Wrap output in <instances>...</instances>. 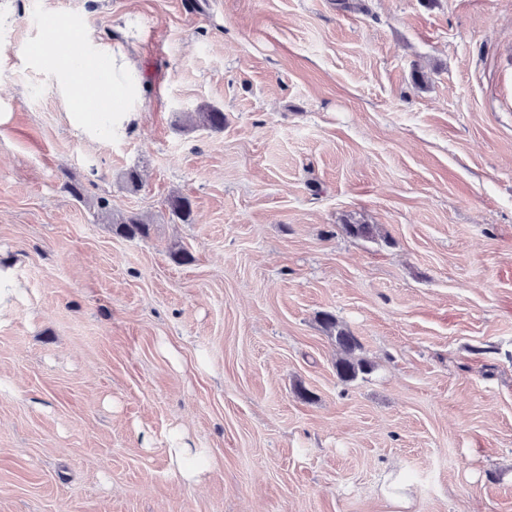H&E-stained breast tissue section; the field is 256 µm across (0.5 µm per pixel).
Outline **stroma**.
Wrapping results in <instances>:
<instances>
[{"label": "stroma", "mask_w": 512, "mask_h": 512, "mask_svg": "<svg viewBox=\"0 0 512 512\" xmlns=\"http://www.w3.org/2000/svg\"><path fill=\"white\" fill-rule=\"evenodd\" d=\"M10 7L0 512H390L398 486L411 512H512V0ZM54 15L77 44L122 28L145 71L109 146L16 64ZM200 105L223 131L176 124ZM323 312L366 378L337 377ZM178 429L214 459L201 484ZM98 209L107 224H112V231L116 234L127 238H147L150 236L151 224L139 215L114 212L109 200L104 198L98 202ZM319 319L328 336L334 338L340 351V357L335 363L337 377L343 382H352L359 377L364 378L369 375L374 366L367 359L357 355V351L361 348L358 338L340 324L331 313L323 312L319 315ZM168 455L171 465L190 485L201 483L203 475L209 471L212 465L208 449L193 447L187 438H181L176 448H168Z\"/></svg>", "instance_id": "1"}]
</instances>
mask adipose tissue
I'll list each match as a JSON object with an SVG mask.
<instances>
[{"label": "adipose tissue", "instance_id": "adipose-tissue-1", "mask_svg": "<svg viewBox=\"0 0 512 512\" xmlns=\"http://www.w3.org/2000/svg\"><path fill=\"white\" fill-rule=\"evenodd\" d=\"M53 36L34 56H19L23 66H34L50 79L58 97L67 107L71 125L87 139L103 143L111 141L113 126L134 127L137 112L125 110L119 116L108 112H89L80 104L83 93L101 97L124 95L140 88L145 78L136 60L117 39L99 38L87 41L82 57L67 51L69 37L61 22H53ZM171 465L190 485L201 483L212 465L208 449L196 448L188 441L168 451Z\"/></svg>", "mask_w": 512, "mask_h": 512}]
</instances>
